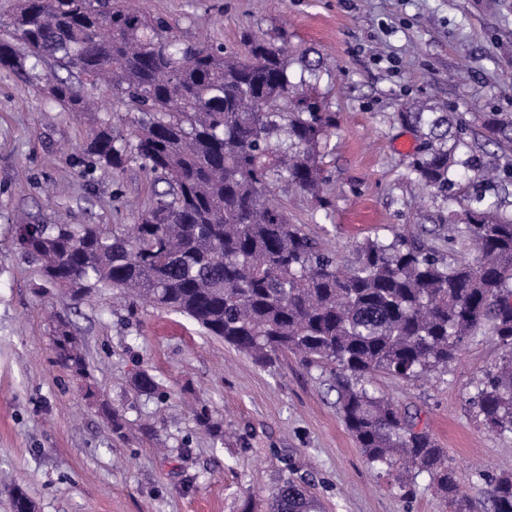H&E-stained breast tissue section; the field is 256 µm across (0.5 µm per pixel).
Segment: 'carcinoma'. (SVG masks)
<instances>
[{"instance_id": "obj_1", "label": "carcinoma", "mask_w": 512, "mask_h": 512, "mask_svg": "<svg viewBox=\"0 0 512 512\" xmlns=\"http://www.w3.org/2000/svg\"><path fill=\"white\" fill-rule=\"evenodd\" d=\"M293 58L282 38L245 33L242 49L202 46L173 34L161 15L122 0H17L0 20V65L27 76L70 112L97 113L82 152L92 164L134 162L166 188L153 195L133 231L96 224H29L25 255L41 262L52 288L76 296L127 290L182 314L208 334L270 363L291 354L329 375L344 423L367 463L399 487L431 476L452 512H473L447 451L414 418L371 389L387 374L418 381L445 371L482 327L502 349L474 398L489 431L512 432V217L500 189L512 178V113L474 122L422 105L397 114L420 147L410 162L422 186L450 197L459 169L483 173L467 140L494 144L498 178L464 209L472 260H447L415 234L369 237L350 260L334 253L264 200L285 183L326 205L322 150L336 128L317 83L321 60ZM299 80L290 78L292 66ZM64 70L63 78L57 71ZM111 92L116 113L94 106L71 81ZM57 362L83 358L67 325L55 330ZM493 512H512V473L492 478ZM273 512H318L290 477L272 491ZM33 500L18 486L12 512Z\"/></svg>"}]
</instances>
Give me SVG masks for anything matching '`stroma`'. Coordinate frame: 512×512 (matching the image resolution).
<instances>
[{
	"instance_id": "35a3bbf8",
	"label": "stroma",
	"mask_w": 512,
	"mask_h": 512,
	"mask_svg": "<svg viewBox=\"0 0 512 512\" xmlns=\"http://www.w3.org/2000/svg\"><path fill=\"white\" fill-rule=\"evenodd\" d=\"M175 34L239 48L244 31L284 36L325 71L319 87L337 127L322 159L329 208L280 184L293 223L341 258L375 235L415 233L452 258H474L439 224L481 189L458 177L451 199L419 192L396 114L417 101L471 118L512 113V0H130ZM87 114L49 101L0 66V512L7 485L36 512H270L282 476L321 512H451L428 474L399 488L367 464L327 375L292 355L274 367L209 336L190 319L108 290L75 301L44 285L16 244L21 224H133L153 179L139 165L91 168ZM64 319L86 367L57 362ZM501 355L489 330L447 371L372 386L446 448L475 512H491L492 476L512 473V432H491L472 399ZM148 372L154 394L134 378Z\"/></svg>"
}]
</instances>
